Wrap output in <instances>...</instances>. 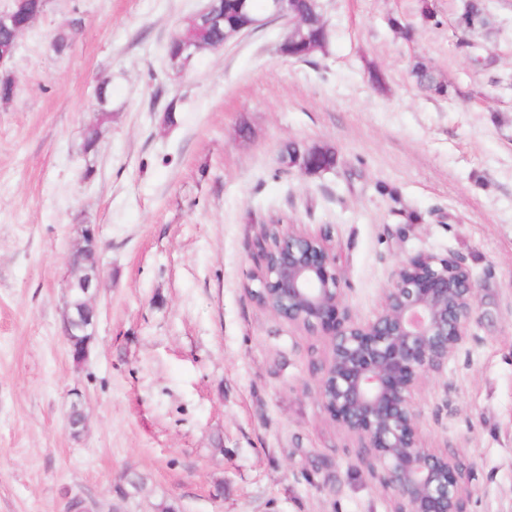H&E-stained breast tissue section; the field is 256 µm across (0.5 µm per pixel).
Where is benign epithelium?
<instances>
[{"label": "benign epithelium", "mask_w": 512, "mask_h": 512, "mask_svg": "<svg viewBox=\"0 0 512 512\" xmlns=\"http://www.w3.org/2000/svg\"><path fill=\"white\" fill-rule=\"evenodd\" d=\"M293 0H267L266 13L248 25L253 31L272 22L287 30L288 42L301 22ZM197 57L196 43L179 40L181 70ZM259 272L254 297L271 315L309 331L322 330L331 356L318 377V393L332 420L366 449L368 468L395 499L394 512H466L461 495L465 471L451 456L422 445L416 395L425 376L441 371L467 337L478 299L477 283L462 261L416 256L401 262L376 315L357 319L344 304L336 254L322 237L292 227L276 241H256ZM101 287L98 265L69 268L67 292L80 290L92 307ZM71 357L80 365L93 336L77 345L79 328L70 308L63 316Z\"/></svg>", "instance_id": "benign-epithelium-1"}]
</instances>
